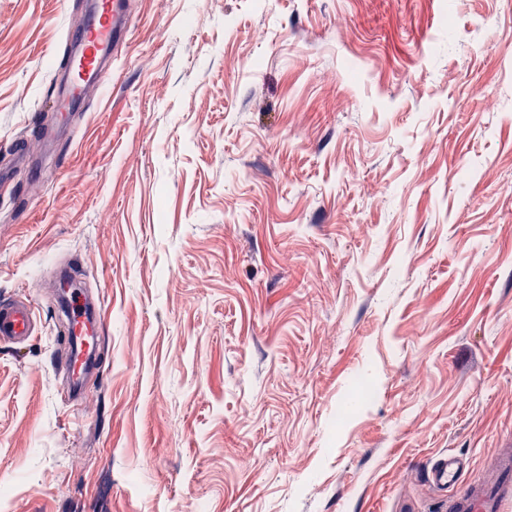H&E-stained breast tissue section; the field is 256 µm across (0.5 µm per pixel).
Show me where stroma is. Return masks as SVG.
<instances>
[{"label": "stroma", "instance_id": "35a3bbf8", "mask_svg": "<svg viewBox=\"0 0 512 512\" xmlns=\"http://www.w3.org/2000/svg\"><path fill=\"white\" fill-rule=\"evenodd\" d=\"M84 0H0V512H445L512 443V0H137L83 107ZM106 320L76 412L56 271ZM36 315L27 299L0 306V338L14 344L26 342L35 335Z\"/></svg>", "mask_w": 512, "mask_h": 512}]
</instances>
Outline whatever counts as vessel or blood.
I'll use <instances>...</instances> for the list:
<instances>
[{
  "label": "vessel or blood",
  "mask_w": 512,
  "mask_h": 512,
  "mask_svg": "<svg viewBox=\"0 0 512 512\" xmlns=\"http://www.w3.org/2000/svg\"><path fill=\"white\" fill-rule=\"evenodd\" d=\"M90 10L83 26L66 40L58 70L59 93L53 108L60 115L73 112L85 91L99 85L123 48L129 30L132 0H89ZM66 345L76 337H99L103 328L100 308L93 303H68L60 317ZM36 315L29 300L20 299L0 306V338L14 344L34 336ZM466 460L454 453L440 455L427 477L448 494V512H504L512 503V447L496 449L493 480L464 482Z\"/></svg>",
  "instance_id": "1"
}]
</instances>
